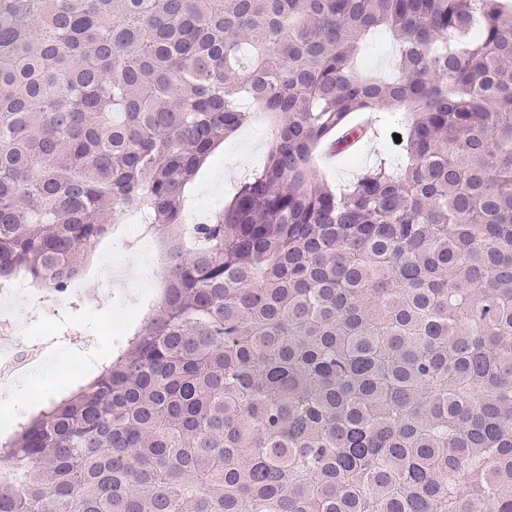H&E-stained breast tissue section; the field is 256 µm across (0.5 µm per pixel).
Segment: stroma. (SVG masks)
I'll return each mask as SVG.
<instances>
[{"label":"stroma","mask_w":512,"mask_h":512,"mask_svg":"<svg viewBox=\"0 0 512 512\" xmlns=\"http://www.w3.org/2000/svg\"><path fill=\"white\" fill-rule=\"evenodd\" d=\"M394 125L382 127L378 137L361 142L354 155L329 157L318 147L314 164L334 183L352 181L372 165L377 156L401 161L402 144L396 143ZM270 146V124L258 118L245 123L226 139L206 162L189 190L188 212L212 214L230 199L237 181L259 168ZM97 250H111L115 261L126 254L146 252L152 271L137 283L135 298L117 294L108 286L115 270L100 269L84 274L74 294L44 305L34 297L17 293L7 304L17 335L32 342L52 341L50 367L34 365L28 372L25 402L14 413L0 409V438L13 437L19 423L30 420L48 403L72 396L90 383L101 371V361H112L122 354L132 333L159 307L165 285L162 266L167 246L160 235L142 236L139 225L115 224L111 233L100 239Z\"/></svg>","instance_id":"1"}]
</instances>
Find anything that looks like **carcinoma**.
<instances>
[{"label":"carcinoma","instance_id":"carcinoma-1","mask_svg":"<svg viewBox=\"0 0 512 512\" xmlns=\"http://www.w3.org/2000/svg\"><path fill=\"white\" fill-rule=\"evenodd\" d=\"M242 98L272 147L188 227ZM356 112L406 162L336 188ZM138 215L160 310L0 448V512H512V0H0V277ZM395 49L388 38L377 36L366 47L362 62L365 68L379 78L392 75Z\"/></svg>","mask_w":512,"mask_h":512}]
</instances>
